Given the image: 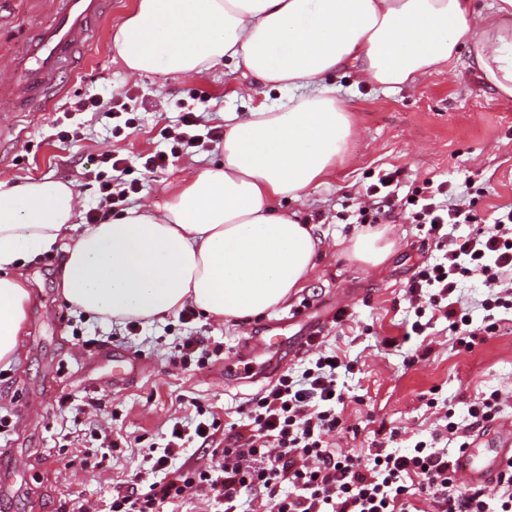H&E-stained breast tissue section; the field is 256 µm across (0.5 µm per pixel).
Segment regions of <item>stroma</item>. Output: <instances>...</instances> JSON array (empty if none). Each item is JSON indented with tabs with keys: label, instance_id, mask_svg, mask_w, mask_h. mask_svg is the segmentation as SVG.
Segmentation results:
<instances>
[{
	"label": "stroma",
	"instance_id": "35a3bbf8",
	"mask_svg": "<svg viewBox=\"0 0 512 512\" xmlns=\"http://www.w3.org/2000/svg\"><path fill=\"white\" fill-rule=\"evenodd\" d=\"M136 3L108 0L85 58L61 71L63 93L47 111L15 114L0 104V182L49 176L70 183L81 224L99 198L92 159L132 157L129 177L141 189L127 207L160 210L187 179L223 158L215 140L153 174L136 163V156L167 148L169 138L182 132L185 112L220 128L225 113L282 102L275 91L250 92V78L231 64L192 77L162 67L130 74L112 39ZM53 10L52 0H0V61L25 54L33 28L49 24ZM330 84L352 115L354 134L328 179L282 204L301 223L316 225L320 244L303 288L265 315L242 322L198 312L187 324L169 315L131 336L64 298L61 251L41 253L22 266L32 294L23 351L17 362L0 363V408L14 412L10 426L0 429V512H79L83 505L104 512L113 489L127 487L137 473L151 478L150 457L163 447V432L176 421L196 423V405L228 432L238 405L265 386L225 375V365L235 364L244 336L305 302L307 325L288 326L285 336H304L309 326H319L323 350L336 351L350 365L337 372L349 428L337 437L338 448L369 447L395 427L429 439L446 410L467 425L469 403L494 391L505 400L501 417L512 416V321L469 350L456 345L442 320L432 321L424 335H410L415 315L407 284L439 254L400 211L379 219L377 227L391 244L381 265L363 264L349 253L351 239L372 228L353 221L357 193L385 169L399 170L401 197L413 196L430 178L447 182L454 198L474 201L486 218L496 206L512 204V99L499 98L464 55L392 91L356 82L350 72ZM203 93L208 102H200ZM106 95L127 105L132 127L117 126L104 112L69 109L75 99ZM341 308L350 317L339 325L332 316ZM188 335L201 341L208 361L185 370L169 366ZM116 352L137 362L132 380L117 389ZM105 440L114 449L102 448Z\"/></svg>",
	"mask_w": 512,
	"mask_h": 512
}]
</instances>
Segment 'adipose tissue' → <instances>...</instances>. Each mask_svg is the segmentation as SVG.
I'll list each match as a JSON object with an SVG mask.
<instances>
[{"label":"adipose tissue","instance_id":"ef3b65f1","mask_svg":"<svg viewBox=\"0 0 512 512\" xmlns=\"http://www.w3.org/2000/svg\"><path fill=\"white\" fill-rule=\"evenodd\" d=\"M130 73L192 76L231 62L254 92H288L224 118L223 160L160 210L139 205L75 232L71 186L0 182V363L22 351L21 261L63 252L60 286L78 309L123 324L192 305L247 319L303 286L320 240L282 210L328 177L353 133L327 80L345 67L389 91L468 52L479 78L512 99V0H138L114 35Z\"/></svg>","mask_w":512,"mask_h":512}]
</instances>
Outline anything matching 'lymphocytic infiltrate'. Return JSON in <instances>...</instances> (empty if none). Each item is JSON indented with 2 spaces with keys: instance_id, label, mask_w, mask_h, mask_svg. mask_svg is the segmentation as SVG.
Returning <instances> with one entry per match:
<instances>
[{
  "instance_id": "lymphocytic-infiltrate-1",
  "label": "lymphocytic infiltrate",
  "mask_w": 512,
  "mask_h": 512,
  "mask_svg": "<svg viewBox=\"0 0 512 512\" xmlns=\"http://www.w3.org/2000/svg\"><path fill=\"white\" fill-rule=\"evenodd\" d=\"M102 163L97 179L101 202L110 209L139 186L125 179L128 158L112 155ZM440 192L426 184L420 198L400 206L442 254L408 284L417 316L411 331L423 335L426 311H437L457 344L469 350L479 333H496L504 316L512 315V287L505 284L512 277V209L494 214L492 230L483 231L476 210L440 205ZM451 224H470L474 230L453 236L447 231ZM476 272L486 288L481 303L486 317L479 328L457 293L459 281ZM307 361L301 374H281L240 408L239 428L225 436L216 466L176 468L172 462L190 440L214 441L218 421L200 419L190 431L173 424L165 447L152 459L161 480L113 490L108 512H160L165 501L192 488L220 503L223 512H255L259 498L270 512H412L419 501L429 512H512V464L491 489L459 488L453 458L439 445L445 436L459 434L454 420L408 448L380 444L362 455L337 452L331 439L345 429L339 411L344 394L336 385L342 362L318 350Z\"/></svg>"
}]
</instances>
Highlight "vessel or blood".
<instances>
[{"label": "vessel or blood", "instance_id": "obj_1", "mask_svg": "<svg viewBox=\"0 0 512 512\" xmlns=\"http://www.w3.org/2000/svg\"><path fill=\"white\" fill-rule=\"evenodd\" d=\"M53 21L38 28L28 52L15 62L8 83L22 98L27 112L46 109L49 95L56 87L59 71L74 64L91 40L93 18L107 10L106 0H54ZM280 334L250 335L238 347L244 362V380L254 384L270 378L276 367L267 354L279 346ZM512 462V417L495 425L493 440L483 432L473 433L465 450L455 462V468L468 486L491 485L499 473Z\"/></svg>", "mask_w": 512, "mask_h": 512}]
</instances>
